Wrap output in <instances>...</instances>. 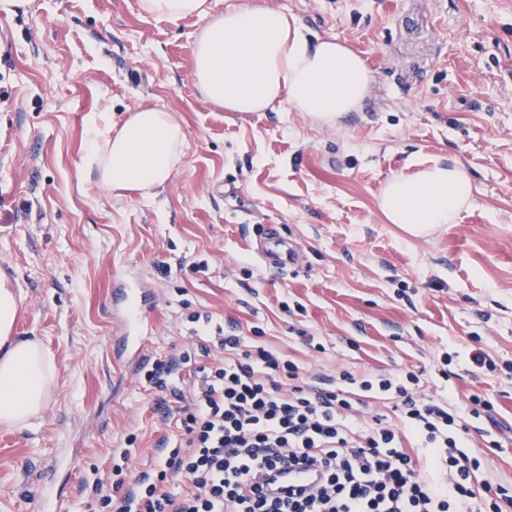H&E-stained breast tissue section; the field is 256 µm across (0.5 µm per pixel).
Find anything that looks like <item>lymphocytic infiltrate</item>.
Returning a JSON list of instances; mask_svg holds the SVG:
<instances>
[{
    "instance_id": "lymphocytic-infiltrate-1",
    "label": "lymphocytic infiltrate",
    "mask_w": 512,
    "mask_h": 512,
    "mask_svg": "<svg viewBox=\"0 0 512 512\" xmlns=\"http://www.w3.org/2000/svg\"><path fill=\"white\" fill-rule=\"evenodd\" d=\"M197 351L220 357L186 381L191 353L144 366L152 388L183 402L156 403L174 441L147 471L113 458L109 481L95 484L104 512H512V490L482 495L467 426L450 403L416 395L415 373L343 371L325 387L280 353L242 350L234 334ZM369 398L392 401L398 419L365 417ZM300 462L319 474L310 491H267L273 472Z\"/></svg>"
}]
</instances>
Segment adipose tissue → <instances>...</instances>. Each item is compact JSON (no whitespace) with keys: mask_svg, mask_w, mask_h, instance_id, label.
<instances>
[{"mask_svg":"<svg viewBox=\"0 0 512 512\" xmlns=\"http://www.w3.org/2000/svg\"><path fill=\"white\" fill-rule=\"evenodd\" d=\"M195 84L201 96L230 112H263L286 105L335 125L361 111L372 76L363 59L336 38L311 40L297 21L264 6L225 10L195 43ZM88 174L112 191L150 196L179 163L186 134L170 111L146 106L111 136L89 124ZM474 203L460 166L444 161L387 183L379 207L392 224L420 232L456 223ZM19 298L0 278V424L26 428L41 416L57 377L53 356L36 337H13Z\"/></svg>","mask_w":512,"mask_h":512,"instance_id":"ef3b65f1","label":"adipose tissue"}]
</instances>
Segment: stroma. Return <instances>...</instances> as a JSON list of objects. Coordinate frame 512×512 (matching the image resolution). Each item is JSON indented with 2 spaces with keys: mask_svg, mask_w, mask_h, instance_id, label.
Listing matches in <instances>:
<instances>
[{
  "mask_svg": "<svg viewBox=\"0 0 512 512\" xmlns=\"http://www.w3.org/2000/svg\"><path fill=\"white\" fill-rule=\"evenodd\" d=\"M333 36L373 75L362 111L332 127L295 111L228 112L193 77L208 17L256 2ZM160 21L141 0H26L0 10V276L15 326L58 375L31 428L0 426V512H37L51 459L74 458L62 512H100L114 450L141 471L171 430L158 393L112 351L115 282L153 290L150 358L193 350L191 315L276 349L311 374H403L455 400L470 457L512 488V0H208ZM160 106L181 162L154 195L83 175L87 119L121 127ZM445 160L475 198L428 235L386 221L394 175ZM267 224L295 244L287 272L253 251ZM484 351L495 366L475 370ZM491 407L473 417L474 400Z\"/></svg>",
  "mask_w": 512,
  "mask_h": 512,
  "instance_id": "1",
  "label": "stroma"
}]
</instances>
